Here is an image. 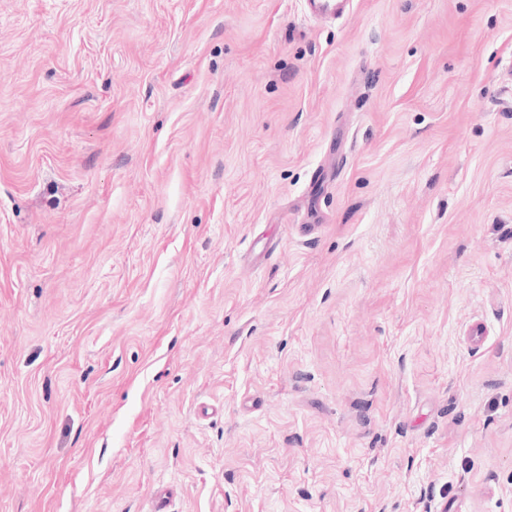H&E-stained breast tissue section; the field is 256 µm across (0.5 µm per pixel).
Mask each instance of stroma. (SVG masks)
I'll list each match as a JSON object with an SVG mask.
<instances>
[{
  "label": "stroma",
  "mask_w": 512,
  "mask_h": 512,
  "mask_svg": "<svg viewBox=\"0 0 512 512\" xmlns=\"http://www.w3.org/2000/svg\"><path fill=\"white\" fill-rule=\"evenodd\" d=\"M512 0H0V512H512ZM354 0H306L307 13L315 19H336L347 15Z\"/></svg>",
  "instance_id": "1"
}]
</instances>
